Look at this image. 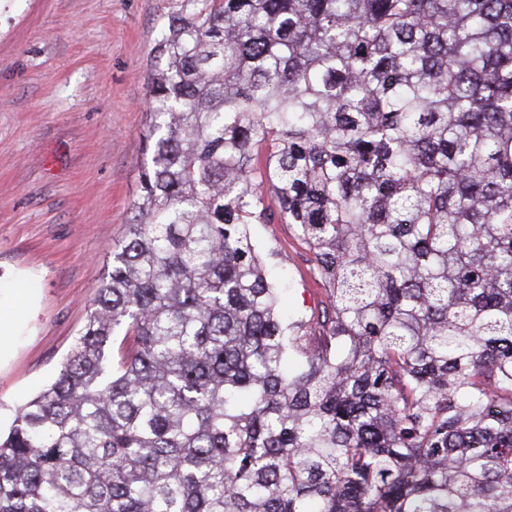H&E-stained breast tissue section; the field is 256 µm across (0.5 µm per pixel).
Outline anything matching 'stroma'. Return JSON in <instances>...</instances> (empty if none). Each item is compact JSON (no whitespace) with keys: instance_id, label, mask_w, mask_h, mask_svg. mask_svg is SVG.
<instances>
[{"instance_id":"stroma-1","label":"stroma","mask_w":512,"mask_h":512,"mask_svg":"<svg viewBox=\"0 0 512 512\" xmlns=\"http://www.w3.org/2000/svg\"><path fill=\"white\" fill-rule=\"evenodd\" d=\"M175 0H0V428L57 375L126 236L147 160L153 49ZM251 237L290 317L328 305L288 224Z\"/></svg>"}]
</instances>
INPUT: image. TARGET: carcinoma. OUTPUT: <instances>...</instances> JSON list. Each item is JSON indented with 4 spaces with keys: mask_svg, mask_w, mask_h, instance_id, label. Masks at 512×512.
<instances>
[{
    "mask_svg": "<svg viewBox=\"0 0 512 512\" xmlns=\"http://www.w3.org/2000/svg\"><path fill=\"white\" fill-rule=\"evenodd\" d=\"M154 56L133 219L0 512H512V0H177ZM250 224L251 237L266 264L276 288L283 289L288 316L305 317L329 305L323 283L315 271L313 253L296 239L290 224Z\"/></svg>",
    "mask_w": 512,
    "mask_h": 512,
    "instance_id": "1",
    "label": "carcinoma"
}]
</instances>
